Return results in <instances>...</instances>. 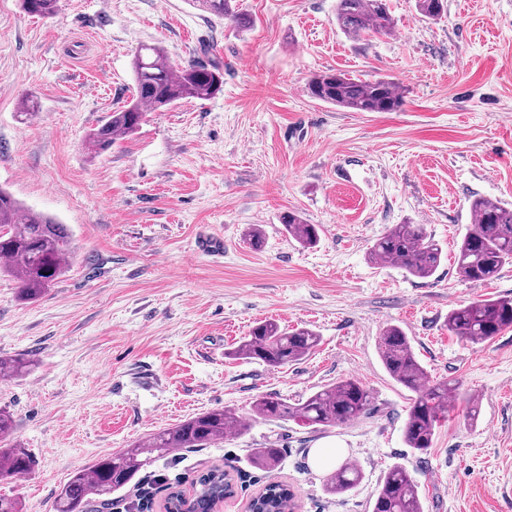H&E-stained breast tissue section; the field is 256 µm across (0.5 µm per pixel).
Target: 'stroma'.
I'll return each instance as SVG.
<instances>
[{"mask_svg": "<svg viewBox=\"0 0 512 512\" xmlns=\"http://www.w3.org/2000/svg\"><path fill=\"white\" fill-rule=\"evenodd\" d=\"M390 5V35L352 39L336 0H236L245 27L191 0H57L49 18L0 0V187L64 224L73 246L37 299L0 271V357L28 362L0 380V407L36 461L32 475L0 480V495L22 512H48L98 457L223 406L248 419L241 435L155 461L107 512H161L215 465L235 483L218 512H246L272 478L299 512H369L397 465L425 512H512V328L482 343L448 331L452 308L512 297V265L471 282L448 260L422 280L368 258L391 225H424L452 250L473 228V198L512 207V0H445L434 21L411 0ZM205 42L224 66L221 93L148 113L111 150L88 153L90 130L133 98L140 45L184 67ZM328 69L391 78L404 104L350 112L311 98L308 79ZM27 98L34 113L20 108ZM290 210L320 225L316 246L284 230ZM203 231L223 239V256L195 252ZM266 319L311 328L320 343L280 368L230 357ZM390 325L430 382L461 384L423 455L404 442L413 395L380 358ZM348 378L372 403L345 425L253 415L260 396L294 403ZM325 440L364 473L347 494L328 493L329 472L313 463ZM268 446L281 452L271 474L249 461Z\"/></svg>", "mask_w": 512, "mask_h": 512, "instance_id": "stroma-1", "label": "stroma"}]
</instances>
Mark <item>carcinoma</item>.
Masks as SVG:
<instances>
[{
    "mask_svg": "<svg viewBox=\"0 0 512 512\" xmlns=\"http://www.w3.org/2000/svg\"><path fill=\"white\" fill-rule=\"evenodd\" d=\"M29 14L49 16L56 0H21ZM211 14L230 16L239 23L248 18L234 11L232 0H196ZM414 8L424 18L435 20L444 13L443 0H414ZM336 25L350 38L388 35L394 29L388 0H336ZM135 94L130 104L110 112L86 140L87 150L98 156L112 148L119 138L134 132L146 113L166 108L183 99L208 100L222 91L223 65L212 60L176 68L166 49L159 45H141L132 61ZM310 95L322 102L351 112H395L404 103L399 84L385 77L362 80L329 70L308 81ZM474 229L457 247L455 264L464 279L486 282L494 279L503 266L512 263V208L486 198L470 204ZM285 230L305 246L319 241V228L305 223L300 215L282 216ZM8 258V270L14 275L23 297H40L63 272L71 258V241L53 217L23 206L11 193L0 188V258ZM447 258L439 243L427 236L421 224H394L377 239L369 253L374 263H389L408 274L432 277ZM512 328V298L483 299L460 305L448 313V331L471 342H484ZM319 335L312 329L288 331L267 320L252 328L249 336L233 349V355L259 361L270 367H283L302 360L318 345ZM381 361L399 385L415 394L404 427L407 447L424 454L433 446L438 423L459 393L460 384L444 381L431 384L405 332L389 326L380 340ZM26 369L22 357H0V378H11ZM369 390L356 379H344L311 394L305 400L290 403L278 396L265 395L253 405L255 415L264 420H292L304 425L326 428L350 422L368 410ZM245 430L243 417L224 407L207 410L182 423L156 432L119 452L97 458L76 472L56 494L50 512H91L106 509L112 493L129 485L154 456L179 448H206ZM277 448H253L251 459L265 468L276 465ZM34 461L16 446L0 448V479L30 474ZM363 480L361 470L344 462L327 479L326 489L343 495ZM228 474L213 468L201 474L194 499L171 491L166 503L176 512H215L231 494ZM372 512H424L419 486L411 473L401 467L390 468L380 479L371 504ZM295 494L282 482H270L254 496L250 512H295Z\"/></svg>",
    "mask_w": 512,
    "mask_h": 512,
    "instance_id": "1",
    "label": "carcinoma"
}]
</instances>
